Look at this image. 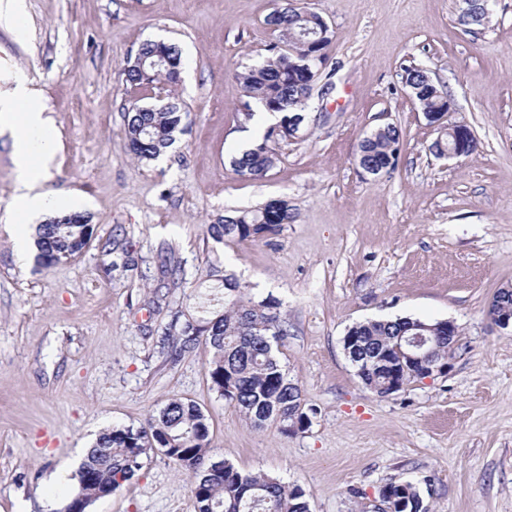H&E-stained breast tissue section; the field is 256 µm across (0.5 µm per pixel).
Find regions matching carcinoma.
<instances>
[{"instance_id":"1","label":"carcinoma","mask_w":512,"mask_h":512,"mask_svg":"<svg viewBox=\"0 0 512 512\" xmlns=\"http://www.w3.org/2000/svg\"><path fill=\"white\" fill-rule=\"evenodd\" d=\"M266 23L290 46L306 30L316 31L311 51L326 63V48L332 41L330 29L322 16L291 3L275 9ZM271 56L239 76L249 98L265 109L282 113L280 124L298 117L308 119L309 78L295 64L288 51L274 44ZM148 76L134 68L120 71L122 83L140 97L127 108L126 139L130 154L137 161L150 164L172 147L187 128L188 113L182 111L173 94L176 76L165 69L146 68ZM163 86L165 97L156 101L149 92ZM283 135L270 128L260 143L243 151L231 161L240 175L262 177L274 164L268 142ZM400 129L392 124L380 127L364 137L358 158L368 165H379L395 156L401 145ZM66 217L38 225L37 260L52 256L55 260L82 252L91 240L89 224H67ZM293 221V213L285 200H270L255 209L235 210L215 224L208 225L209 235L217 241L244 240L279 232ZM233 299L224 310L208 318L176 315L164 339L162 350L166 361L180 362L185 356L205 345L212 357L207 367L210 388L225 402L238 409L253 426L279 425L285 434L305 428L309 416L300 409L301 386L288 378L273 353V344L287 335L281 317L280 303L268 298L253 302L244 289H235ZM414 322L410 317L366 320L351 327L348 334L358 337L359 346L350 351V362L361 363L370 352L373 365L368 378L370 389L381 396L390 394L388 379L401 385L420 378L416 367L403 369L395 351L397 336L409 334ZM429 335L437 337L429 359L444 356L448 349V326L430 322ZM167 449V457L184 467L194 477L195 512H310L305 492L290 487L268 475L243 474L226 463L208 469L203 461L209 454V425L200 407L192 402L172 398L137 428H111L101 432L77 473L79 492L89 501L100 498L107 488L114 490L130 482L142 467V459L154 449ZM95 474L88 481L85 472ZM380 494L393 505L394 512H427L417 487L411 482L390 481Z\"/></svg>"}]
</instances>
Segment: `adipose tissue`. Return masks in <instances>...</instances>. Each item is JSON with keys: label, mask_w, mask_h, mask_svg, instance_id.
I'll return each mask as SVG.
<instances>
[{"label": "adipose tissue", "mask_w": 512, "mask_h": 512, "mask_svg": "<svg viewBox=\"0 0 512 512\" xmlns=\"http://www.w3.org/2000/svg\"><path fill=\"white\" fill-rule=\"evenodd\" d=\"M0 129L8 131L11 139L18 213L30 221L46 214L63 215L65 200L41 190L49 177L57 143L51 121L24 75H15L10 87L0 90Z\"/></svg>", "instance_id": "1"}]
</instances>
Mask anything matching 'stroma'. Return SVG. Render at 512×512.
<instances>
[{
    "instance_id": "35a3bbf8",
    "label": "stroma",
    "mask_w": 512,
    "mask_h": 512,
    "mask_svg": "<svg viewBox=\"0 0 512 512\" xmlns=\"http://www.w3.org/2000/svg\"><path fill=\"white\" fill-rule=\"evenodd\" d=\"M282 0H23L27 32L0 24V73H23L44 97L58 150L45 190L77 201L89 247L45 267L19 259L16 173L0 136V512H63L84 448L109 427L139 426L171 398L196 402L212 455L237 470L300 486L311 512H377L387 482L417 484L428 512H512V331L488 317L512 285V0L465 32L457 0H294L333 38L295 139L271 142L265 176L237 175L240 135L261 140L258 105L237 72L278 36ZM182 52L176 96L187 131L146 165L128 152L129 97L119 71L145 40ZM428 70L452 121L477 150L438 158L437 138L401 83ZM394 124V170L362 174L366 133ZM288 201L277 235L213 240L228 211ZM172 247L183 284L168 288ZM233 277L255 301L280 303L288 334L275 353L303 391L311 423L255 428L210 390L209 348L168 366L159 340L171 313L224 306ZM451 320L447 374L381 397L343 351L355 323ZM86 512H194L193 479L160 452Z\"/></svg>"
}]
</instances>
